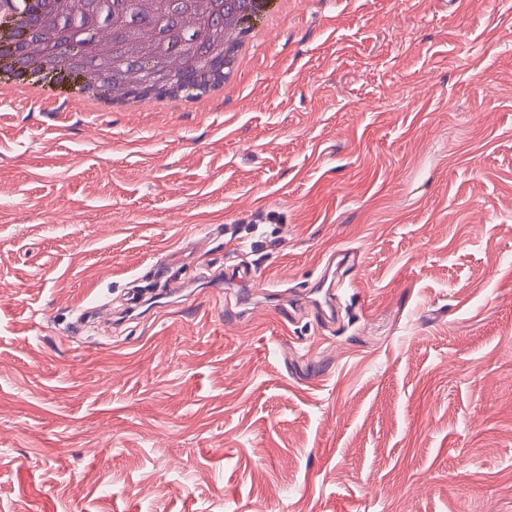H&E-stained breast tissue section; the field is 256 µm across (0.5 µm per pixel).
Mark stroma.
<instances>
[{
  "label": "stroma",
  "mask_w": 512,
  "mask_h": 512,
  "mask_svg": "<svg viewBox=\"0 0 512 512\" xmlns=\"http://www.w3.org/2000/svg\"><path fill=\"white\" fill-rule=\"evenodd\" d=\"M0 512H512V0H290L202 109L0 101Z\"/></svg>",
  "instance_id": "obj_1"
}]
</instances>
